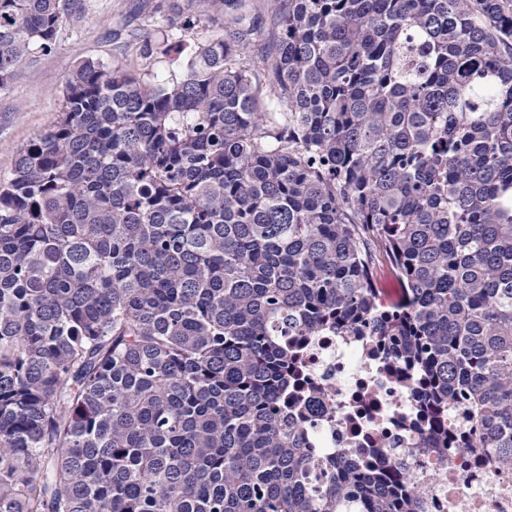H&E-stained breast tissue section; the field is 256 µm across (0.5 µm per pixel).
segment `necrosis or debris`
Returning <instances> with one entry per match:
<instances>
[{"label": "necrosis or debris", "instance_id": "1", "mask_svg": "<svg viewBox=\"0 0 512 512\" xmlns=\"http://www.w3.org/2000/svg\"><path fill=\"white\" fill-rule=\"evenodd\" d=\"M303 364L319 387L305 416L320 455L370 450L379 464H398L423 489L422 512H512V470L495 467L488 452L438 448L413 426L418 387L408 370L378 360L369 337H314Z\"/></svg>", "mask_w": 512, "mask_h": 512}]
</instances>
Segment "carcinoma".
Instances as JSON below:
<instances>
[{
  "label": "carcinoma",
  "mask_w": 512,
  "mask_h": 512,
  "mask_svg": "<svg viewBox=\"0 0 512 512\" xmlns=\"http://www.w3.org/2000/svg\"><path fill=\"white\" fill-rule=\"evenodd\" d=\"M214 2L162 80L72 66L0 182V512H417L317 460L286 337L323 331L512 469V0H276L260 72ZM80 7L0 0V92Z\"/></svg>",
  "instance_id": "carcinoma-1"
}]
</instances>
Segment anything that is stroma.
<instances>
[{"instance_id": "1", "label": "stroma", "mask_w": 512, "mask_h": 512, "mask_svg": "<svg viewBox=\"0 0 512 512\" xmlns=\"http://www.w3.org/2000/svg\"><path fill=\"white\" fill-rule=\"evenodd\" d=\"M83 12L63 14L47 53L22 65L9 89L0 94V180L12 171L18 150L58 118L64 77L75 62L93 59L105 68L132 67L165 76L181 70L187 52L163 39L169 25L193 23L191 42L201 43L221 31L211 0H84ZM149 57H141L142 47Z\"/></svg>"}]
</instances>
